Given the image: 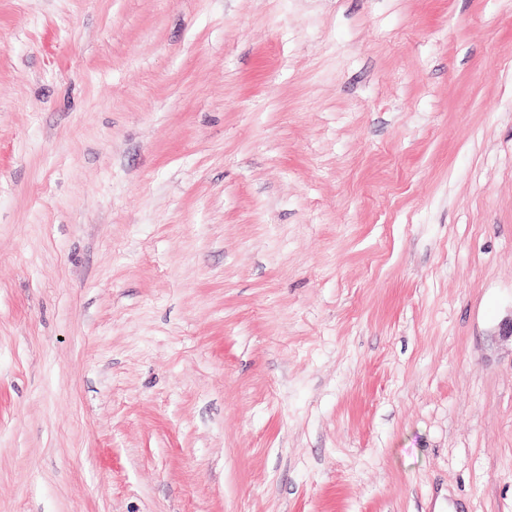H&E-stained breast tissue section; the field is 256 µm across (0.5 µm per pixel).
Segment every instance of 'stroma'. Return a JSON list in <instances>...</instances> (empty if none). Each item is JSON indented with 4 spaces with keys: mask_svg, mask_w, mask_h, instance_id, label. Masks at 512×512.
<instances>
[{
    "mask_svg": "<svg viewBox=\"0 0 512 512\" xmlns=\"http://www.w3.org/2000/svg\"><path fill=\"white\" fill-rule=\"evenodd\" d=\"M512 0H0V512H512Z\"/></svg>",
    "mask_w": 512,
    "mask_h": 512,
    "instance_id": "obj_1",
    "label": "stroma"
}]
</instances>
